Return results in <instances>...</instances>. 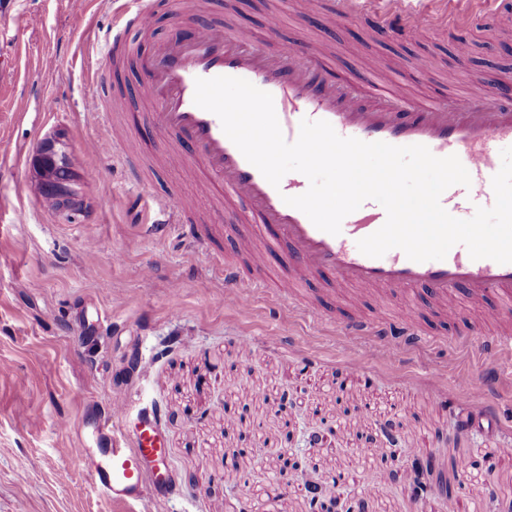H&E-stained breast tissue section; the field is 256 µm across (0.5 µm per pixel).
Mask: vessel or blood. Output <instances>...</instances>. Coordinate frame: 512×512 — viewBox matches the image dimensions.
<instances>
[{
    "label": "vessel or blood",
    "instance_id": "b4317fda",
    "mask_svg": "<svg viewBox=\"0 0 512 512\" xmlns=\"http://www.w3.org/2000/svg\"><path fill=\"white\" fill-rule=\"evenodd\" d=\"M133 9L121 10L112 22L106 53L122 52L131 29L152 25L153 0H132ZM478 0H445L436 12H412L403 0H338L342 17L367 13L375 27L400 38L429 27L439 34L475 23ZM151 79L153 108L149 123L155 130L175 136L185 152L169 156L172 166L193 167L212 189L224 195L226 218L235 229L238 255L245 265L213 257L224 271L225 298L239 308H250L254 292L266 284L268 255H280L288 275L279 277L276 297L291 308L304 307L298 290L303 283L329 275L339 288L376 289L383 295L420 290L436 303L449 321L461 319L454 304L457 294L471 299L499 296L502 304L488 310L498 332L488 341L499 357L512 363V263L488 258L472 259L466 246H453L441 260L416 262L399 249L373 258L362 254L358 240L379 230L386 221L385 209L365 201L346 216L339 234L319 230L300 210L286 204L289 196L303 194L307 178L298 172L283 176L272 186L246 160L225 135L219 118L194 102L195 81L217 76L245 79L273 97L275 112L286 141H295L302 120H324L344 138L364 142L382 141L405 146L422 144L438 157L457 156L468 171L470 186L455 185L440 197L442 207L459 219L471 218L476 209L492 207V178L499 171V153L512 146V87L502 86L482 95L439 96L423 103L394 93L388 74L369 73L362 82L372 92L362 104L351 85L331 79L329 63L310 45L302 51L284 48L277 52L245 44L228 35L223 26L200 24L191 32L172 30L154 55L141 63ZM123 126L113 125L112 137L85 144L87 155H104L123 147ZM185 212L179 199L161 198L154 211L158 224H180ZM347 335L389 341L417 342L426 332L420 326L415 306H407L400 321L379 314L347 321ZM116 425H94L80 440L75 455L88 466L96 488L115 503L150 500L165 512L174 490L167 468L163 431L153 409L129 399L113 403Z\"/></svg>",
    "mask_w": 512,
    "mask_h": 512
}]
</instances>
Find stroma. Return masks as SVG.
Segmentation results:
<instances>
[{"label": "stroma", "instance_id": "stroma-1", "mask_svg": "<svg viewBox=\"0 0 512 512\" xmlns=\"http://www.w3.org/2000/svg\"><path fill=\"white\" fill-rule=\"evenodd\" d=\"M199 17L223 23L276 51L311 42L330 52L336 73L358 83L372 65L419 99L473 93L512 80V19L484 7L481 32L469 34L459 61V33L422 30L394 38L369 18L337 19L331 10L296 14L290 0H196ZM281 17L277 35L267 19ZM113 0H0V512H156L151 501L115 504L97 493L73 454L79 433L114 400L156 407L176 493L167 512H309L307 476L353 499L359 512H512V375L480 341L455 344L466 330L491 332L487 307L459 297L462 321H442L431 301L415 298L434 342L395 354L352 359L362 338L339 321L386 311L394 299L358 298L314 283L299 315L272 291L250 309L223 303L224 276L210 253L234 251L224 202L183 169L158 166L175 147L153 131L140 59L159 46L155 31L131 37V59L113 68L104 45ZM119 90L84 107L95 83ZM54 97L57 109L39 101ZM130 129L123 159L92 158L85 142L112 134L109 112ZM61 136L87 194L84 215L66 220L41 194L32 157ZM155 196L179 197L194 236L172 230L146 235ZM151 276H142V269ZM179 311L171 319V311ZM104 313L100 332L85 337L82 316ZM336 315L323 324L319 315ZM468 374L474 396L443 399ZM294 403L279 409L282 395ZM395 422L397 446L383 434ZM326 423L306 446L304 424ZM475 466L461 472L457 463ZM302 464L287 484L275 478L286 460ZM68 484H58L59 471Z\"/></svg>", "mask_w": 512, "mask_h": 512}]
</instances>
